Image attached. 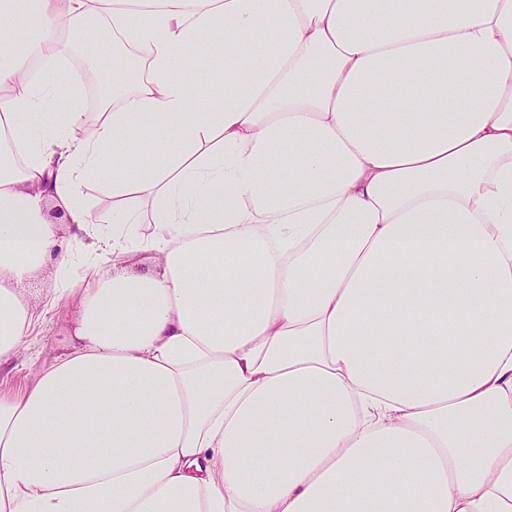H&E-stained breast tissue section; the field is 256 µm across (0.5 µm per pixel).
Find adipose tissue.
Returning a JSON list of instances; mask_svg holds the SVG:
<instances>
[{
    "instance_id": "adipose-tissue-1",
    "label": "adipose tissue",
    "mask_w": 512,
    "mask_h": 512,
    "mask_svg": "<svg viewBox=\"0 0 512 512\" xmlns=\"http://www.w3.org/2000/svg\"><path fill=\"white\" fill-rule=\"evenodd\" d=\"M19 6L0 371L47 268L79 345L0 386V512H512V0ZM93 17L89 114L31 63ZM95 51L99 58V67L97 70H87L77 56H69L66 58V66L60 67L59 81L67 83L70 80L76 79L81 82L84 92V81L88 73L94 75L101 74L112 81V37L104 31L95 46ZM93 214L98 215L112 210V192L104 181H92L86 189ZM52 288H55L54 278L51 270L46 269L31 279L23 287V292L32 304L42 307Z\"/></svg>"
}]
</instances>
